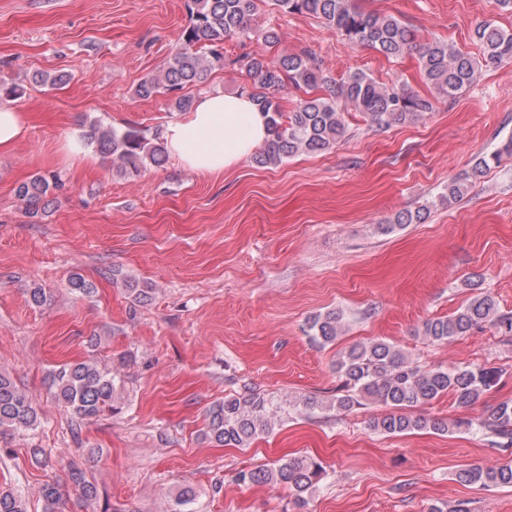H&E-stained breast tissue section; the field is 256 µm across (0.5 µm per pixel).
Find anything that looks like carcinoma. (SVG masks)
I'll list each match as a JSON object with an SVG mask.
<instances>
[{
  "mask_svg": "<svg viewBox=\"0 0 512 512\" xmlns=\"http://www.w3.org/2000/svg\"><path fill=\"white\" fill-rule=\"evenodd\" d=\"M272 5L286 14H308L344 37L353 47L375 50L387 58L398 59L414 52L418 56L424 79L438 94L456 98L473 83L479 68L512 63V32L493 20L478 22L472 39L481 56L448 47L445 42L416 41L412 31L393 15L365 11L357 0H272ZM189 25L182 32V45L156 74L139 82L136 93L143 98L166 94L179 112H188L193 101L181 94L188 86L207 81L216 68L226 65L225 44L251 39L256 0H189ZM258 38L263 49L237 57L233 63L245 70L250 82L249 95L266 114L270 138L263 150L254 155L260 166L281 164L301 152L318 153L336 145L348 132L346 115L363 113L370 126L384 129L394 123L414 121L433 111V103L403 87L385 86L369 74L353 70L336 79L323 73L311 54H285L271 58L267 49L274 47L278 33L264 29ZM292 86L309 90L312 95L285 112L278 95ZM85 137L97 153L121 175L135 176L143 169L161 167L167 162L164 146L151 141L136 127L122 131L91 126ZM490 167L489 159L475 160L470 173L448 183L444 198L457 200L468 186L481 179ZM56 175L32 176L16 190L25 205V213L36 218L49 205L51 187L58 186ZM428 207L398 212L386 229L421 223ZM343 316L336 310L314 316L309 330L325 343L336 341ZM489 326L512 334V315L500 311L495 299L480 291L446 318L429 319L422 332L434 342H450L476 329ZM342 384L336 399L329 405L315 396L293 402L301 413L312 415L329 409L350 411L364 401L381 404L389 412L370 421V427L388 435L414 429L430 428L448 433L469 429L473 425L492 438V444L512 448V401L500 403L487 417L473 422L458 419L446 422L428 420L413 410L430 404L444 394H452L458 405L469 407L492 390L501 376L496 367L464 366L452 369L424 368L411 362L395 346L376 341L358 343L344 351L337 363ZM54 395L58 404L79 419L97 417L116 410V376L109 367L78 362L67 365L53 376ZM283 411V405L253 391L232 395L213 405L208 412L205 436L219 445L245 448L258 434L269 431L271 420ZM38 412L17 388L13 379L0 372V432L30 429ZM326 477L321 463L304 457L285 460L273 467L242 469L236 478L243 484L276 483L294 491L299 503L305 502ZM462 484L483 487L512 486V457L498 467L483 470L464 467L455 472ZM71 480L87 501L98 498L97 486L81 473L72 472ZM43 512H64V492L59 481L45 482L38 490ZM0 512H26L21 497L0 490Z\"/></svg>",
  "mask_w": 512,
  "mask_h": 512,
  "instance_id": "1",
  "label": "carcinoma"
}]
</instances>
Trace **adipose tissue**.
I'll return each instance as SVG.
<instances>
[{"label":"adipose tissue","instance_id":"obj_1","mask_svg":"<svg viewBox=\"0 0 512 512\" xmlns=\"http://www.w3.org/2000/svg\"><path fill=\"white\" fill-rule=\"evenodd\" d=\"M267 138L266 118L250 96L217 91L198 96L190 112L165 127L162 140L185 169L215 175L235 167Z\"/></svg>","mask_w":512,"mask_h":512}]
</instances>
